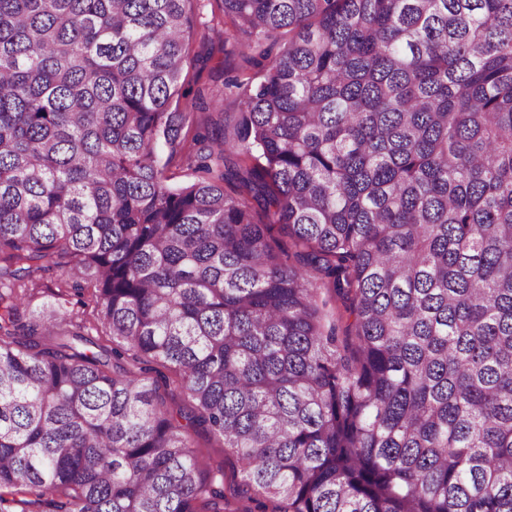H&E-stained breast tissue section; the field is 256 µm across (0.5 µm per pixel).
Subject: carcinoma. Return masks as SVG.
<instances>
[{"label":"carcinoma","mask_w":512,"mask_h":512,"mask_svg":"<svg viewBox=\"0 0 512 512\" xmlns=\"http://www.w3.org/2000/svg\"><path fill=\"white\" fill-rule=\"evenodd\" d=\"M193 2L0 0V512H512V0H221L173 187ZM245 64L240 55L239 46L230 41L224 43V28L213 32L209 27H200L189 45V61L185 68V87L192 92L198 88L204 90L206 104L203 109H194V129L212 127L215 115L210 93L223 101L224 112L232 115L236 112L235 97L224 89L227 75L240 74ZM167 175L171 185H183L195 179L194 163L184 151H178L173 163L168 166ZM156 371H151L145 376L150 381L157 380L160 386V393L165 399L166 406L174 413L181 409L188 412L190 409L187 397L180 392L177 377L172 370L159 365H154ZM192 437L199 451L213 467L220 465L224 468V492L232 502L231 508L235 509L239 504L231 494L242 478L238 462L224 452L223 440L209 430L199 428L192 432Z\"/></svg>","instance_id":"1"}]
</instances>
